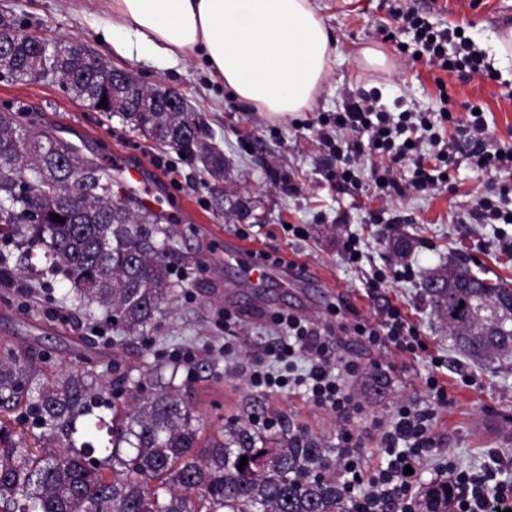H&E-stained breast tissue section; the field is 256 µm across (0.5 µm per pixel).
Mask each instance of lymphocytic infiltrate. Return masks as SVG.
Instances as JSON below:
<instances>
[{
    "instance_id": "obj_1",
    "label": "lymphocytic infiltrate",
    "mask_w": 512,
    "mask_h": 512,
    "mask_svg": "<svg viewBox=\"0 0 512 512\" xmlns=\"http://www.w3.org/2000/svg\"><path fill=\"white\" fill-rule=\"evenodd\" d=\"M401 19L414 32L421 58L432 68L456 73L463 81L492 78V71L467 36L435 29L426 16L414 10ZM484 113L475 105L457 116L447 108L438 112L403 111L398 115L378 108L374 99L362 97L349 102L342 112L321 129L320 137L338 163L337 185L355 173V158H370L393 165L410 161L412 176L401 182L390 173L379 177L384 193L423 192L438 189L447 168L457 156H465L478 170L512 171V147H491L483 134ZM275 340L262 347L252 360L237 365L250 387L266 392L275 388L299 391L318 408L334 415L341 429L336 436V456L331 468L341 493L354 503L357 512H416L421 475L419 470L431 457H438V476L453 487L449 512H512V478L504 477L505 463L495 459L480 468L461 466L454 456H436L434 419L449 404L447 387L436 373L424 381L428 407L397 404L389 421L372 423L382 460L373 468L364 461L350 431L345 427L361 405L347 380L356 376L359 364L335 354L329 333L308 319L292 313L271 317ZM340 331L357 336L363 343L400 355L414 356L422 350L419 328L410 324L399 306L387 309L378 323L345 320Z\"/></svg>"
}]
</instances>
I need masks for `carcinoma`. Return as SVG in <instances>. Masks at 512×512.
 <instances>
[{
	"mask_svg": "<svg viewBox=\"0 0 512 512\" xmlns=\"http://www.w3.org/2000/svg\"><path fill=\"white\" fill-rule=\"evenodd\" d=\"M0 42L11 46L0 51V76H61L92 108L110 110L109 117L201 163L215 181L211 205L224 223L259 220L250 192L218 185L224 152L206 142L201 118L179 91L143 85L81 44L26 34L6 9ZM22 112L0 111V241L15 244L23 269L33 267L31 252L40 248L42 283L60 275L74 306L109 314L121 328L112 338L120 347L143 336L183 290L173 278L182 259L175 217L141 207L112 168L79 158L48 128L22 125ZM421 288L455 350L490 369L512 364V289L461 261L427 274ZM489 294L500 303L494 314L483 306ZM33 377L30 357L0 356V512H353L336 480L324 475L325 452L305 436L266 435L241 423L199 446L191 409L155 365L131 382V396L119 406L112 387L82 370L40 386ZM24 393L39 428L61 431L62 448L33 450L14 429L9 412ZM99 408L112 417L94 413ZM103 430L112 448L100 459L95 440ZM448 488L446 479L427 486L421 512H448Z\"/></svg>",
	"mask_w": 512,
	"mask_h": 512,
	"instance_id": "cac0c4a2",
	"label": "carcinoma"
}]
</instances>
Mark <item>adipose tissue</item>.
I'll return each mask as SVG.
<instances>
[{"instance_id":"1","label":"adipose tissue","mask_w":512,"mask_h":512,"mask_svg":"<svg viewBox=\"0 0 512 512\" xmlns=\"http://www.w3.org/2000/svg\"><path fill=\"white\" fill-rule=\"evenodd\" d=\"M121 57L200 60L246 108L285 121L316 104L339 56L323 0H108ZM135 33L129 43L127 33Z\"/></svg>"}]
</instances>
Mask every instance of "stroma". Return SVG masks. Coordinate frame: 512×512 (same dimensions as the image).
<instances>
[{
	"mask_svg": "<svg viewBox=\"0 0 512 512\" xmlns=\"http://www.w3.org/2000/svg\"><path fill=\"white\" fill-rule=\"evenodd\" d=\"M325 21L341 54L319 95L316 107L300 117L273 122L263 113L245 110L195 60L160 62L132 55H113L102 42L111 15L102 0H0L25 32L49 39L74 40L112 65L129 70L145 85L162 84L179 90L201 116L210 141L224 153L237 186L261 196L260 224H227L209 205V176L201 164L181 159L171 149L150 141L76 99L61 79L16 81L0 78V109L21 104L40 116L61 139L76 145L85 159L103 158L119 168L141 169L163 208L180 217L181 251L177 266L185 285L172 306L158 315L154 327L122 349L112 346L116 331L103 315L88 317L65 298L68 284L56 279L51 289L32 288L24 276L0 285V352L30 356L43 378L76 368L95 374L103 384L117 377L138 378L149 364H170L172 352L185 355L176 382L191 406L202 436L240 420L269 419L275 431L287 430L315 440L326 451L336 447L334 417L306 396L261 394L243 377L229 374L225 345L234 353L249 354L263 343L278 312L302 314L317 325L333 322L332 303L349 304L360 317L381 320L388 304L401 306L426 337L432 355L443 357L451 402L438 411L434 437L442 451L453 453L465 467H480L491 452L512 459V368L492 373L448 347V337L432 314L420 283L433 268L461 258L480 276L512 285V253L503 251L499 236L512 239V224H472L468 214L478 196L499 186L507 176L480 172L462 162L451 177L454 190L386 195L375 183L369 159L357 164V180L335 189L336 164L318 131L322 121L342 111L347 99L375 94L390 112L436 111L441 105L437 81H444L449 109L461 113L463 102L481 106L488 121L491 144L512 146V60L501 63L492 51L494 34L512 25V0H328ZM429 10L437 28L462 27L496 80L461 81L413 61L398 43L410 42L396 19L400 10ZM396 32L387 40L385 31ZM382 46L392 61L387 72L365 70L358 51ZM303 227L304 235L288 232ZM358 236L364 258L360 267L342 259L346 237ZM404 236L413 243L407 256L415 274L391 279L368 294L365 278L389 265L391 242ZM246 239L257 249L302 263L306 282L284 290L267 288L252 297L237 268L224 264L223 251L211 254L208 269L197 268L192 257L206 244ZM241 321L238 338L226 339L225 314ZM98 327L90 337L89 327ZM338 351L357 360L360 373L348 381L362 406L350 423L363 435L362 452L374 458L376 443L365 432L377 416L402 401L425 402L423 380L428 364L368 347L357 337L338 335Z\"/></svg>",
	"mask_w": 512,
	"mask_h": 512,
	"instance_id": "stroma-1",
	"label": "stroma"
}]
</instances>
